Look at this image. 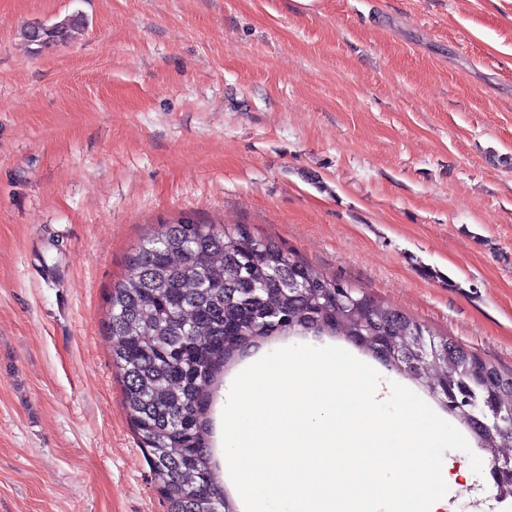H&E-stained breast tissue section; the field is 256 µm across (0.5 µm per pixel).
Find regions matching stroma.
<instances>
[{
    "instance_id": "35a3bbf8",
    "label": "stroma",
    "mask_w": 512,
    "mask_h": 512,
    "mask_svg": "<svg viewBox=\"0 0 512 512\" xmlns=\"http://www.w3.org/2000/svg\"><path fill=\"white\" fill-rule=\"evenodd\" d=\"M183 217L512 372V0H0V512H165L106 321ZM85 27V18L76 13L50 25L34 23L24 30L23 36L29 45L36 46L37 52H42L69 43L74 34Z\"/></svg>"
}]
</instances>
